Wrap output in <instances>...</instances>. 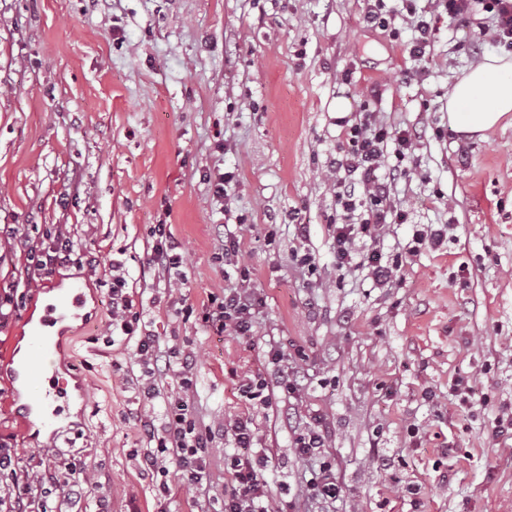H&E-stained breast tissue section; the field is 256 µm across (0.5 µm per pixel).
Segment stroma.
<instances>
[{
    "label": "stroma",
    "mask_w": 512,
    "mask_h": 512,
    "mask_svg": "<svg viewBox=\"0 0 512 512\" xmlns=\"http://www.w3.org/2000/svg\"><path fill=\"white\" fill-rule=\"evenodd\" d=\"M364 0H0V298L21 289L39 320L49 292L84 288L87 311L62 330L69 403L51 435L24 419L17 374L0 370V444L19 468L59 470L49 512H214L208 494L141 465L137 417L163 423L171 400L200 421L252 418L269 457L263 475L295 502L311 464L294 432L323 417L343 489L335 512H512V438L488 426L512 409V123L485 138L448 125L457 76L507 50L438 16L429 60H407L410 31L360 22ZM350 82H343V72ZM382 95L369 96L371 86ZM416 136L415 174L390 193L408 221L378 246L402 260L374 287L337 269L328 225L337 118L362 107ZM235 172L224 197L212 175ZM308 233L298 238L289 211ZM184 255L160 278L148 265L153 225ZM416 224L449 225L444 249L409 254ZM70 238L78 262L33 282L20 241ZM236 235L265 305L252 335L202 320L236 287L217 256ZM311 251L315 273L293 250ZM136 302L143 332L193 360L146 398L135 339L112 332V275ZM286 360L274 365L270 349ZM299 376L287 393L282 369ZM260 371L271 401L240 397ZM472 386L470 407L448 387ZM82 461L89 483L64 473Z\"/></svg>",
    "instance_id": "stroma-1"
}]
</instances>
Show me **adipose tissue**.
Returning <instances> with one entry per match:
<instances>
[{
	"instance_id": "1",
	"label": "adipose tissue",
	"mask_w": 512,
	"mask_h": 512,
	"mask_svg": "<svg viewBox=\"0 0 512 512\" xmlns=\"http://www.w3.org/2000/svg\"><path fill=\"white\" fill-rule=\"evenodd\" d=\"M511 116V57H486L465 70L448 94V124L460 134L484 137Z\"/></svg>"
}]
</instances>
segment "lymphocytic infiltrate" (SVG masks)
<instances>
[{"mask_svg": "<svg viewBox=\"0 0 512 512\" xmlns=\"http://www.w3.org/2000/svg\"><path fill=\"white\" fill-rule=\"evenodd\" d=\"M416 0H403L404 13L395 16L386 0H367L362 22L368 27L394 28L396 20H403L412 31L406 51L409 59L426 62L431 51L435 31V8H442L450 18L463 24L473 22V6L481 4L490 13L494 23L496 41L512 47V0H434L432 10H418ZM345 145L336 158L335 206L340 214L333 222L334 252L338 268L356 264L365 266L375 286L393 282L399 271L398 264L382 262L377 251L357 257L354 245L363 240L377 244L391 224L407 221L404 212L393 210L389 204L390 187L396 180L413 175L414 142L409 131L388 126L379 121L374 112L363 110L355 119H339ZM74 248L64 236H57L52 247L39 250L29 248V261L33 276L49 277L56 269L70 264ZM263 305L262 296L249 285L243 284L225 292L221 301L212 302L202 313V319L219 332L233 336L251 335L255 316ZM140 321L132 297L125 292L122 280L112 286V324L123 335L137 339V351L149 359L152 375L170 371L171 352L161 351L155 336H137ZM141 429L149 443L142 464L146 470L167 475L176 471L194 486L209 484L210 475L204 450L216 436L230 437L236 447L235 454L225 456L224 470L230 476L231 488L225 491L222 512H284L279 501L267 488L262 476L267 458L251 459L239 456L242 448L257 445L259 438L250 417L243 415L225 419L219 428L201 426L191 416L186 401L175 403L172 420L156 427L150 419H142ZM328 432L322 419L296 433L293 452L303 459L317 461L305 484L307 503L329 506L341 494L336 469L326 456ZM18 452L13 448H0V473H12V489L0 495V512H45L39 489L55 483V470L45 468L20 476Z\"/></svg>", "mask_w": 512, "mask_h": 512, "instance_id": "obj_1", "label": "lymphocytic infiltrate"}]
</instances>
